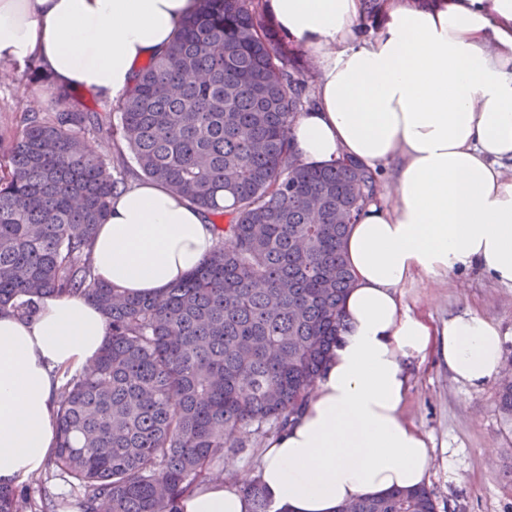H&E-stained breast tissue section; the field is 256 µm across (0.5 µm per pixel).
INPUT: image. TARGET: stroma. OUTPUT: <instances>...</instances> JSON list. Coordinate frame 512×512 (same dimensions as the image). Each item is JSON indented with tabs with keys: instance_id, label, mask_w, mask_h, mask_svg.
I'll return each mask as SVG.
<instances>
[{
	"instance_id": "obj_1",
	"label": "stroma",
	"mask_w": 512,
	"mask_h": 512,
	"mask_svg": "<svg viewBox=\"0 0 512 512\" xmlns=\"http://www.w3.org/2000/svg\"><path fill=\"white\" fill-rule=\"evenodd\" d=\"M22 96L47 112L60 105L54 79L33 83L23 68H0V137L15 134L13 107ZM405 300L437 323L467 307L486 315L501 332L503 354H512V287L479 269L443 285L417 283ZM498 388L495 379L468 388L433 359L412 368L405 412L432 439L426 485L437 512H512V420L500 409Z\"/></svg>"
}]
</instances>
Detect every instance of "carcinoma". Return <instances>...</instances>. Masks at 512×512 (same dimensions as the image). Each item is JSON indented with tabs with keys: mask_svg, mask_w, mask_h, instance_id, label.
Wrapping results in <instances>:
<instances>
[{
	"mask_svg": "<svg viewBox=\"0 0 512 512\" xmlns=\"http://www.w3.org/2000/svg\"><path fill=\"white\" fill-rule=\"evenodd\" d=\"M133 86L97 111L67 88L45 112L17 101L18 134L0 152V312L28 317L46 295L96 305L109 336L93 366L57 389L47 467L81 512H180L224 474L246 434L284 427L307 402L345 328L352 286L344 243L376 194L356 163L306 165L290 129L309 103L314 64L266 29L261 0H197ZM119 125L112 124V111ZM138 176L214 224L213 249L159 298L98 281L91 251L111 199ZM512 419V378L499 386ZM252 512H270L246 487ZM0 486V512H65ZM349 512H437L431 490L350 502Z\"/></svg>",
	"mask_w": 512,
	"mask_h": 512,
	"instance_id": "cac0c4a2",
	"label": "carcinoma"
}]
</instances>
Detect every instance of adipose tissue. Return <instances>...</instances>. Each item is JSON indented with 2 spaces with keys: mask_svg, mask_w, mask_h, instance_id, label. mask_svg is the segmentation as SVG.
Instances as JSON below:
<instances>
[{
  "mask_svg": "<svg viewBox=\"0 0 512 512\" xmlns=\"http://www.w3.org/2000/svg\"><path fill=\"white\" fill-rule=\"evenodd\" d=\"M195 0H0V59L38 57L57 84L124 92L162 52ZM364 0H266L265 11L316 67V104L290 130L305 163L352 161L396 188L366 205L345 255L346 329L302 411L262 450L257 473L210 480L181 512H337L357 498L422 486L431 439L404 405L414 364L438 357L480 388L503 368L501 333L463 309L441 323L405 288L475 267L512 286V0H385L375 34ZM214 244L207 215L164 186L113 197L92 248L96 277L126 295H160ZM109 330L79 296H47L23 319L0 314V484L38 475L57 440L54 396L90 367Z\"/></svg>",
  "mask_w": 512,
  "mask_h": 512,
  "instance_id": "1",
  "label": "adipose tissue"
}]
</instances>
